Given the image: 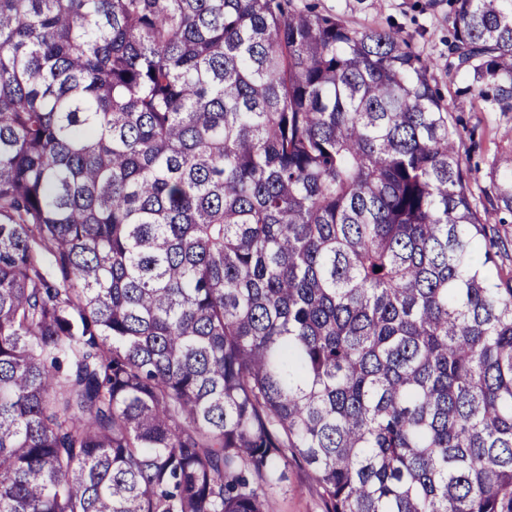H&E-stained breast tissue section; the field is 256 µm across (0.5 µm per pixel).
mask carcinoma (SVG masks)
<instances>
[{"mask_svg":"<svg viewBox=\"0 0 512 512\" xmlns=\"http://www.w3.org/2000/svg\"><path fill=\"white\" fill-rule=\"evenodd\" d=\"M448 7L0 0V512H512V0ZM298 0L300 7L312 3L320 12L344 14L356 27H398L414 49L423 55L436 56L446 49L448 6L445 0ZM440 1V2H438ZM456 115L462 119L459 130L465 147L470 144V138L474 134L476 140L481 143L479 152L472 154L470 165L479 171L474 173L480 185L487 183L486 172L493 155L501 149L510 146L512 139V118L506 120L500 118L498 112H481V106L470 99L457 100L451 105ZM495 227L497 243L492 251L497 252L498 268L505 276L512 269V219L508 218V224H495ZM284 478L272 494L273 512H325L318 487L311 473L289 462L284 468Z\"/></svg>","mask_w":512,"mask_h":512,"instance_id":"cac0c4a2","label":"carcinoma"}]
</instances>
